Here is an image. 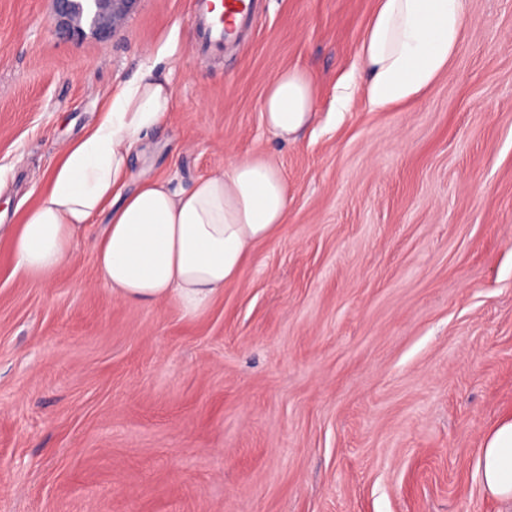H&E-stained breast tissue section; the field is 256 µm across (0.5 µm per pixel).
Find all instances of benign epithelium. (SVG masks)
<instances>
[{"instance_id":"benign-epithelium-1","label":"benign epithelium","mask_w":512,"mask_h":512,"mask_svg":"<svg viewBox=\"0 0 512 512\" xmlns=\"http://www.w3.org/2000/svg\"><path fill=\"white\" fill-rule=\"evenodd\" d=\"M53 27L62 38L80 41L86 32L105 36L138 0H53Z\"/></svg>"}]
</instances>
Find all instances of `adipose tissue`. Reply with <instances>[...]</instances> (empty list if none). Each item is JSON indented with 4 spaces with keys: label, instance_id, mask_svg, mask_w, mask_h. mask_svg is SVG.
I'll return each mask as SVG.
<instances>
[{
    "label": "adipose tissue",
    "instance_id": "adipose-tissue-1",
    "mask_svg": "<svg viewBox=\"0 0 512 512\" xmlns=\"http://www.w3.org/2000/svg\"><path fill=\"white\" fill-rule=\"evenodd\" d=\"M467 28L468 0H377L359 47L369 105L385 110L419 97L447 69ZM172 107L169 79L154 65L106 99L99 121L65 147L37 205L21 223L0 226L16 270L32 279L64 270L77 227L102 216L98 275L124 303L173 300L192 317L237 278L255 245L286 222V183L271 162L240 158L185 189L158 179L128 189L133 152ZM314 110L302 71L271 76L260 112L274 137L297 139ZM477 470L488 492L512 501L511 418L486 434Z\"/></svg>",
    "mask_w": 512,
    "mask_h": 512
}]
</instances>
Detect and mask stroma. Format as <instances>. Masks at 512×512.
<instances>
[{
  "label": "stroma",
  "instance_id": "obj_1",
  "mask_svg": "<svg viewBox=\"0 0 512 512\" xmlns=\"http://www.w3.org/2000/svg\"><path fill=\"white\" fill-rule=\"evenodd\" d=\"M255 4L199 53L192 0L77 43L52 0H0V224L159 56L174 105L134 176L263 157L288 189L286 224L194 317L113 298L103 224L46 279L0 240V512H501L476 463L512 418V0H469L447 70L384 111L358 57L376 0ZM285 68L316 93L288 143L260 117Z\"/></svg>",
  "mask_w": 512,
  "mask_h": 512
}]
</instances>
